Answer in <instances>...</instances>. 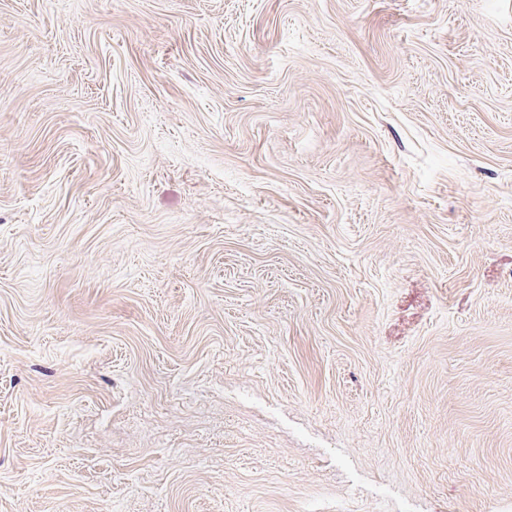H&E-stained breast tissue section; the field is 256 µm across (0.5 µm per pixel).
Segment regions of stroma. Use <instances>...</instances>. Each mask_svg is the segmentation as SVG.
<instances>
[{
  "mask_svg": "<svg viewBox=\"0 0 512 512\" xmlns=\"http://www.w3.org/2000/svg\"><path fill=\"white\" fill-rule=\"evenodd\" d=\"M0 512H512V0H0Z\"/></svg>",
  "mask_w": 512,
  "mask_h": 512,
  "instance_id": "stroma-1",
  "label": "stroma"
}]
</instances>
